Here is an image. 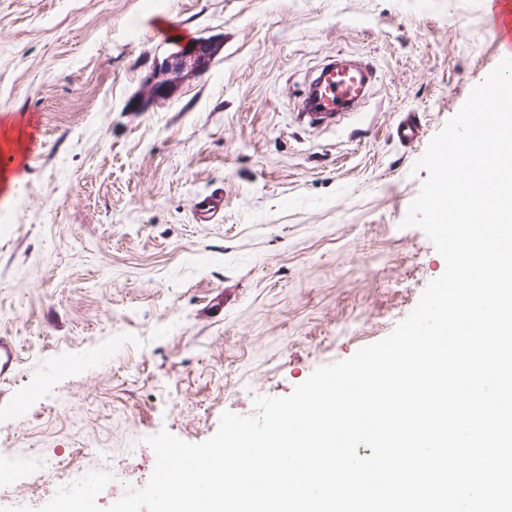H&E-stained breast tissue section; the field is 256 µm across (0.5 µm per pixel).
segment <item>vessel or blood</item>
<instances>
[{"label":"vessel or blood","instance_id":"obj_1","mask_svg":"<svg viewBox=\"0 0 512 512\" xmlns=\"http://www.w3.org/2000/svg\"><path fill=\"white\" fill-rule=\"evenodd\" d=\"M484 21L495 35L499 59L512 58V0H484ZM372 75L366 63L355 75L335 63L324 64L302 101L298 120L313 127L340 125L363 104ZM223 207V194H205L196 199L193 215L197 223L210 224Z\"/></svg>","mask_w":512,"mask_h":512}]
</instances>
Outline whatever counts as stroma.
I'll return each instance as SVG.
<instances>
[{
    "instance_id": "stroma-1",
    "label": "stroma",
    "mask_w": 512,
    "mask_h": 512,
    "mask_svg": "<svg viewBox=\"0 0 512 512\" xmlns=\"http://www.w3.org/2000/svg\"><path fill=\"white\" fill-rule=\"evenodd\" d=\"M206 68L146 83L178 45ZM344 53L375 71L340 126L296 118ZM498 64L482 0H0V467L82 449L125 470L145 437L210 438L389 335L445 262L404 226L415 162ZM419 114L417 142L395 127ZM224 215L196 223L201 194ZM224 311L210 316L216 295ZM26 406L17 419L13 400ZM178 48L172 57L189 58L196 70L204 68L207 65L206 58L211 55V46L205 39L196 40L187 45H179ZM17 363V351L14 344L0 336V382L5 383Z\"/></svg>"
}]
</instances>
